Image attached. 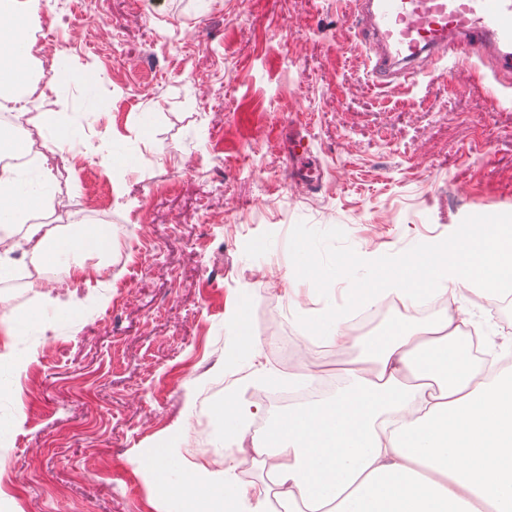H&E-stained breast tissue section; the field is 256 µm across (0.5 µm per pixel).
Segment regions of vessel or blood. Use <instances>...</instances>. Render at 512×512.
Listing matches in <instances>:
<instances>
[{
  "label": "vessel or blood",
  "mask_w": 512,
  "mask_h": 512,
  "mask_svg": "<svg viewBox=\"0 0 512 512\" xmlns=\"http://www.w3.org/2000/svg\"><path fill=\"white\" fill-rule=\"evenodd\" d=\"M355 27L373 84L436 68L512 75V0H357Z\"/></svg>",
  "instance_id": "vessel-or-blood-1"
}]
</instances>
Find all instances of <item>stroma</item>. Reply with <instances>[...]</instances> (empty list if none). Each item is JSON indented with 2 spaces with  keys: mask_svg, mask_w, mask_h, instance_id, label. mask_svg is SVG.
Here are the masks:
<instances>
[{
  "mask_svg": "<svg viewBox=\"0 0 512 512\" xmlns=\"http://www.w3.org/2000/svg\"><path fill=\"white\" fill-rule=\"evenodd\" d=\"M354 0H51L48 37L78 41L77 81L57 86L61 126L127 148L104 168L70 167L72 198L111 199L125 264L59 315L40 291L0 278V323L24 366L0 381L11 420L0 455L8 512H166L140 457L168 448L187 469L192 420L213 418L215 385L237 370L288 368L270 348L229 366L243 318L267 340L320 309L288 274L304 248L345 265L337 304L376 262L452 240L475 217L512 216L511 93L447 73L388 86L368 78L348 24ZM94 74L87 87L85 74ZM123 192H116V185ZM484 344L512 351V302L477 307Z\"/></svg>",
  "mask_w": 512,
  "mask_h": 512,
  "instance_id": "1",
  "label": "stroma"
}]
</instances>
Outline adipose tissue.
Returning <instances> with one entry per match:
<instances>
[{"label": "adipose tissue", "mask_w": 512, "mask_h": 512, "mask_svg": "<svg viewBox=\"0 0 512 512\" xmlns=\"http://www.w3.org/2000/svg\"><path fill=\"white\" fill-rule=\"evenodd\" d=\"M27 57L16 31L0 27L1 111L26 110ZM56 196L46 166L0 170V252L29 245L42 261L67 262L71 276L89 275L78 254L96 245L95 229L70 239L26 222ZM465 289H512V223L475 218L452 241L379 268L351 299L396 310L376 339L351 333L344 308L305 317L311 340L361 346L360 357L328 397L290 407L261 434L251 432L235 391H225L218 419L268 481L245 493L232 466L220 476L176 472L159 457L158 485L175 490L170 512H242L249 495L260 512H512V369L489 376L460 352L470 311L423 322L410 315L421 298L453 300Z\"/></svg>", "instance_id": "obj_1"}]
</instances>
